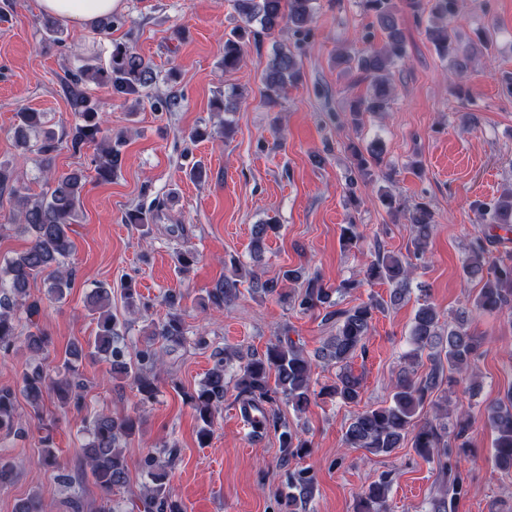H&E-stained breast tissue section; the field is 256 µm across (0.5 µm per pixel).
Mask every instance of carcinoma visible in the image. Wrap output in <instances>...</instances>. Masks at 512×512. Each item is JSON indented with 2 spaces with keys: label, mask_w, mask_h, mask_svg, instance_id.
<instances>
[{
  "label": "carcinoma",
  "mask_w": 512,
  "mask_h": 512,
  "mask_svg": "<svg viewBox=\"0 0 512 512\" xmlns=\"http://www.w3.org/2000/svg\"><path fill=\"white\" fill-rule=\"evenodd\" d=\"M365 10L371 13L385 34L382 47L363 54H343L337 65L346 72L356 71L370 80L371 92L350 104L348 118L358 125L366 114H382L389 110L393 88L391 68L405 54L400 29L399 12L409 10L415 14L425 12L434 19L426 27V34L435 44L440 55L448 58L456 75L468 71L473 57L460 51L454 22L460 10V0H362ZM240 24L224 38V70L239 67L244 48L262 32L274 35L288 24L298 30L306 28L313 19V0H235ZM155 73L152 64L133 46L112 43L108 60L92 68L80 67L70 74L67 90L74 110L75 125L71 137L62 141L47 126L45 113L22 108L16 113L13 138L18 148L36 150L38 161L49 173L51 186L45 193L19 197V228L31 237L28 247L0 263V353H7L21 342L36 357L48 359L51 338L37 328L35 317L41 306L29 299L30 282L38 277L47 284L48 294L61 299L71 285L72 271L66 268L74 243L70 237L71 226L78 223L86 176L81 169L66 173L52 172L55 154L61 146L74 153L95 147L93 158L96 178L103 182L112 180L121 169L122 154L119 146L112 144V133L104 128L102 113L97 101L89 92L90 86L104 88L113 96L126 98L140 94L151 85ZM262 83L267 101L276 104L286 89L301 80V72L293 53L278 48L262 71ZM352 155L357 170L364 176L374 175L389 180L392 173L382 169V149L375 143L365 148L353 147ZM15 170L8 163H0V193H18L15 187ZM382 205L394 216H404L415 232L413 256L421 260L436 224L435 212L429 203L418 201L403 206L385 192L380 196ZM163 203L154 201L149 209L141 207L128 214V223L143 228L154 214L162 211ZM496 233L474 235L468 246V256L463 265L467 277L481 283L473 308L486 313L512 316V252L494 254L490 246L509 240L512 233V190L489 203L478 204ZM277 224L267 220L251 229L250 249L255 259H261L269 233ZM415 264L411 259L391 252L377 250L367 263L364 278L346 280L337 288H328L318 276H308L304 268L288 269L274 277L262 279L256 274V290L271 296L302 313H322V322L332 327V333L316 352L317 360L334 365L336 377L332 383L316 391L312 387V362L293 341L278 338L267 344L263 353L242 355L231 347L217 348L212 353L213 366L209 369L200 388L188 395L187 402L202 422L198 431L200 443H206L212 434L217 406L224 402L227 375L233 373L237 401L250 425V434L270 432L277 436L282 460L301 457L310 444L302 435L291 429L281 414V406L303 411L318 394L328 395L344 403H356L360 398L361 377L352 370L353 361L365 354L374 312L383 303L372 299L352 307H342L333 295H344L360 288L366 282L383 281L391 285L389 302L404 301L411 293L410 277ZM300 286L299 291H285L280 283ZM237 274L226 275L207 291V307L221 310L224 305L238 298ZM112 288L101 284L86 298L87 309L97 316V332L93 340L83 347L72 344L65 351L61 364L52 368L38 364L23 372L20 390L0 388V430H11L17 423V394H22L35 415L46 398L52 397L64 413H81L84 407V380L75 362L89 359L104 362L112 376L126 378L136 390L139 402L156 399L159 393L158 367L163 353L155 347L161 340L170 345L186 342V327L179 298L170 292L162 303L168 308L166 317L151 325L146 344L130 358L121 325L110 312ZM471 308V309H473ZM471 309L460 308L455 317L441 320L436 307L426 301L418 307L409 331L410 350L405 359L409 366L400 370L393 384L389 404L368 407L357 412L345 430L343 441L348 448H365L375 455L389 454L411 439L417 455L428 461H437L439 469L450 478L449 485L440 489L429 502L427 512H456V505L466 491V475L461 468V456L467 453L470 420L461 413L455 423L448 424V397L453 374L467 369L482 354L484 338L470 332ZM26 319L32 330L22 334L21 319ZM429 361L427 371L418 376L415 367ZM275 381H269L270 374ZM435 408L434 419L421 420L425 406ZM486 423L494 434V465L512 471V390L487 405ZM141 421L131 416H96L84 428V439L79 446L83 473L92 478L99 491L98 512H184L181 501L166 487V473L159 454L168 455V462L175 458V446H166L160 452L148 453L143 465L152 484L143 488L140 495H131L127 503L114 499L115 491L126 486L127 468L122 455V441L135 435ZM40 462L57 471V478L71 485L75 476L61 463L52 437L42 438ZM390 481L384 477L362 493L354 512H387ZM311 495V479L304 469L288 475L286 490L280 499L283 512Z\"/></svg>",
  "instance_id": "cac0c4a2"
}]
</instances>
